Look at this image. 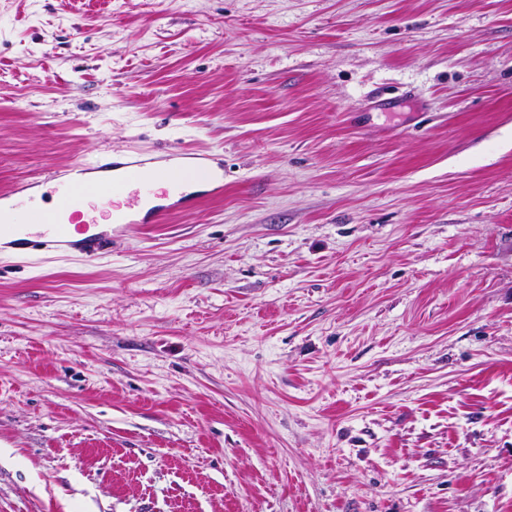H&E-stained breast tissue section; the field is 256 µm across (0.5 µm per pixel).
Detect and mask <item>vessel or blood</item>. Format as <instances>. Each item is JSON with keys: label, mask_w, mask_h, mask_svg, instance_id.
<instances>
[{"label": "vessel or blood", "mask_w": 512, "mask_h": 512, "mask_svg": "<svg viewBox=\"0 0 512 512\" xmlns=\"http://www.w3.org/2000/svg\"><path fill=\"white\" fill-rule=\"evenodd\" d=\"M40 180L63 181L60 203L66 222L5 224L0 226V244L24 260L77 255L94 261L111 248L113 235L162 223L222 192L224 169L207 150L107 149L89 162L49 168ZM104 219L113 223V230L101 228Z\"/></svg>", "instance_id": "vessel-or-blood-1"}]
</instances>
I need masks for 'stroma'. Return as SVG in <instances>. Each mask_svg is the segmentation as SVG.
<instances>
[{
	"label": "stroma",
	"instance_id": "obj_1",
	"mask_svg": "<svg viewBox=\"0 0 512 512\" xmlns=\"http://www.w3.org/2000/svg\"><path fill=\"white\" fill-rule=\"evenodd\" d=\"M176 146L222 195L0 260V512H512V0H0V191Z\"/></svg>",
	"mask_w": 512,
	"mask_h": 512
}]
</instances>
